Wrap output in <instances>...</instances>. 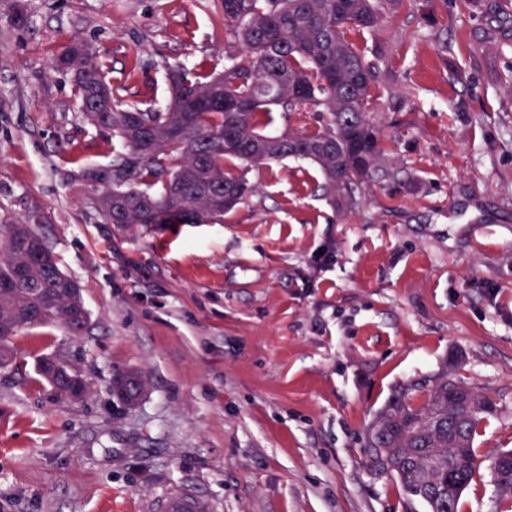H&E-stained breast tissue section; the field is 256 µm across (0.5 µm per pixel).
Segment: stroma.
I'll return each instance as SVG.
<instances>
[{
    "instance_id": "1",
    "label": "stroma",
    "mask_w": 512,
    "mask_h": 512,
    "mask_svg": "<svg viewBox=\"0 0 512 512\" xmlns=\"http://www.w3.org/2000/svg\"><path fill=\"white\" fill-rule=\"evenodd\" d=\"M503 3L408 0L379 35L351 34L364 52L385 44L379 84L407 100L370 107L404 178L371 183L358 210L334 207L314 163L285 159L249 170L256 191L223 223L121 231L84 176L118 144L81 120L52 62L86 41L121 97L163 106L168 67L223 71L220 0H0V215L37 219L90 316L80 337L37 324L11 341L0 512H166L180 497L206 512H429L371 471L363 437L393 394L451 360L499 402L479 454L512 449ZM57 354L86 381L81 401L39 377ZM122 369L147 381L133 408L110 392Z\"/></svg>"
}]
</instances>
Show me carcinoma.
Listing matches in <instances>:
<instances>
[{
    "label": "carcinoma",
    "instance_id": "carcinoma-1",
    "mask_svg": "<svg viewBox=\"0 0 512 512\" xmlns=\"http://www.w3.org/2000/svg\"><path fill=\"white\" fill-rule=\"evenodd\" d=\"M407 0H222L224 28L235 41L224 50V72L204 64L167 74L164 110L127 103L112 86L107 64L90 45L72 41L56 57L57 71H74L80 113L120 142L112 160V190L97 200L98 216L119 230H160L168 224L224 219L252 191L244 172L224 168L238 160L261 164L302 158L321 170L322 189L341 210L360 204L368 183L397 179L387 167L380 134L368 115L371 90L386 47L371 56L348 33H376ZM309 107L323 124L309 133L268 134L260 116L272 107ZM0 348L34 324H55L71 336L70 279L33 225L0 218ZM410 385L377 412L365 431L371 466L396 477L408 496L430 512H461L463 492L479 469L480 424L497 410L488 393L454 377V364L438 375L424 402L411 404ZM488 457L499 503L512 512V472Z\"/></svg>",
    "mask_w": 512,
    "mask_h": 512
}]
</instances>
